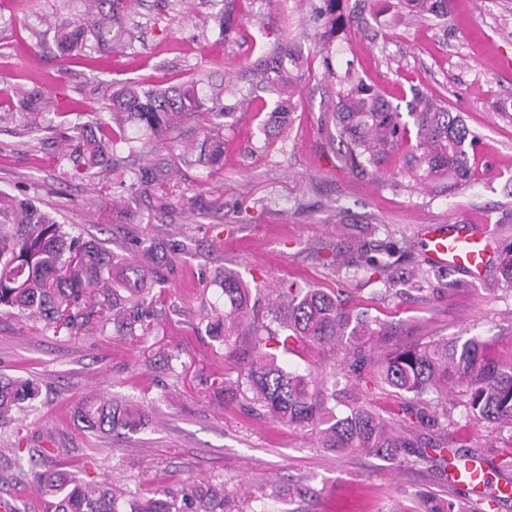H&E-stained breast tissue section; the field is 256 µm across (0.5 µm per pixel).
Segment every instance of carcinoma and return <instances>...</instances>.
Returning a JSON list of instances; mask_svg holds the SVG:
<instances>
[{
    "instance_id": "cac0c4a2",
    "label": "carcinoma",
    "mask_w": 512,
    "mask_h": 512,
    "mask_svg": "<svg viewBox=\"0 0 512 512\" xmlns=\"http://www.w3.org/2000/svg\"><path fill=\"white\" fill-rule=\"evenodd\" d=\"M111 11H88L78 20L55 26L57 48L65 57L85 64L110 49L123 50L121 29L127 0H110ZM345 0H321L317 12L324 20V36L343 30L350 21ZM451 0H399L402 22L411 17L448 16ZM264 57L247 69L249 93L238 97L234 88L216 87L212 96L200 94L195 82L155 88L128 82L117 87L94 84L88 95L104 102L99 112H56L62 145L61 157L70 165L72 178L89 176L105 156L122 144L162 142L180 152L165 166L193 157L198 164H218L224 155V123L234 112H267L285 126L295 109L299 93L295 73L298 65L288 44L279 36H267ZM336 103L329 106L328 119L342 145V159L349 169L371 167L379 171L399 146L412 143L414 167L428 182L448 180L452 184L471 177L470 154L478 137L459 115L427 96L414 93L408 123L374 85L347 71L337 79ZM47 112L44 94L32 89L27 94V112L0 113V123ZM200 123L201 137L181 144L179 134L190 119ZM163 168L142 167L123 177L131 189L163 183ZM356 257L355 273L376 276L390 294L394 287L409 283L421 290L423 274L400 265L399 249L392 243L375 249L366 241L350 246ZM174 261L179 249L167 236L152 238L142 261L135 263L97 243L65 229L47 211L31 202L0 194V311L37 318L46 328L58 331L74 327L72 311L81 306H101L112 315V324L128 336L144 327L145 307L152 304L154 288L160 284L152 268L158 255ZM488 291L512 288V244L503 248ZM224 306H213L207 314L209 331L224 345V356L237 351L236 336L248 337L246 365L240 378L249 386L252 400L267 415L290 428L318 430L320 446L336 453L361 451L393 460L402 453L427 459V450L445 460V448L424 443L413 423L393 425L364 408L340 409L336 382H319L313 373L290 371L280 356L308 342L342 353L345 375L365 378L400 395L420 402L450 394L460 397L466 416L480 422L512 426V362L490 356L477 336L464 341L429 337L426 340L382 347L375 340L388 334L386 323L355 311L350 301L334 289L278 288L276 308L263 314L255 306L252 288L234 272L224 273L220 283ZM39 395L30 380L0 377V427L16 421L17 415ZM84 428L100 433L121 429L135 431L142 424L141 409L133 404L101 395L84 398L75 409ZM15 456L25 453L35 468L33 480L41 512H224V483L189 479L180 490L182 508L174 494L135 495L121 483L88 480L81 471H65L48 465L49 448H23L15 444ZM484 500L493 502L512 493L507 486L483 479ZM251 512H269L268 504L278 499L275 485L261 481L247 496ZM418 512H486L477 500L450 494L443 499L433 494L418 498Z\"/></svg>"
}]
</instances>
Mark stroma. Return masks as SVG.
Returning <instances> with one entry per match:
<instances>
[{
    "mask_svg": "<svg viewBox=\"0 0 512 512\" xmlns=\"http://www.w3.org/2000/svg\"><path fill=\"white\" fill-rule=\"evenodd\" d=\"M397 0H350L347 28L323 43L316 0H244L227 35L217 14L222 0H131L123 37L129 51L108 52L91 67L64 61L46 20L80 18L84 0H0V112L19 111L17 89L41 85L63 105L82 101L83 85L128 81L166 87L195 80L200 91L227 82L246 88L243 68L266 35H283L306 59L292 127L276 140L263 115L226 119L224 164L205 171L183 164L163 188L135 193L118 175L145 160L167 157L116 154L84 181L65 177L61 150L50 130L22 124L0 127V192L33 199L85 239L136 258L153 233L183 247L178 260H159L166 275L162 302L150 308L147 339L123 335L112 324L88 333H53L34 318L0 316V375L30 379L40 395L13 426L23 446L55 449L54 463L86 470L99 480H121L145 494L179 489L186 473L222 480L224 512H248L244 499L261 479L282 488L273 512H414L423 493L447 497L448 469L412 457L384 460L360 452L321 448L316 431L292 430L262 410L224 404V382L236 379L240 360L205 333L204 317L217 300L225 271L239 273L260 305L294 283L342 290L370 315L395 324L402 338L478 336L492 356L512 360V290L487 296L493 267L470 275L448 269L423 290L385 294L379 280L324 265V254L344 249L351 229L373 245L421 241L429 224H474L494 250L512 244V0H452L445 19H416L388 28ZM337 73L366 71L393 103L416 88L458 113L481 146L473 180L443 189L416 181L403 143L379 174L345 167L339 139L325 114L337 86L322 77L323 62ZM290 367L335 379L345 404L374 410L386 420L404 417L402 396L339 375L336 356L298 347ZM97 393L143 404L145 425L112 435L85 430L70 414L81 397ZM432 425L423 441L476 453L495 481L512 482V430L466 417L458 397L432 401ZM32 470L0 456V500L32 512Z\"/></svg>",
    "mask_w": 512,
    "mask_h": 512,
    "instance_id": "1",
    "label": "stroma"
}]
</instances>
